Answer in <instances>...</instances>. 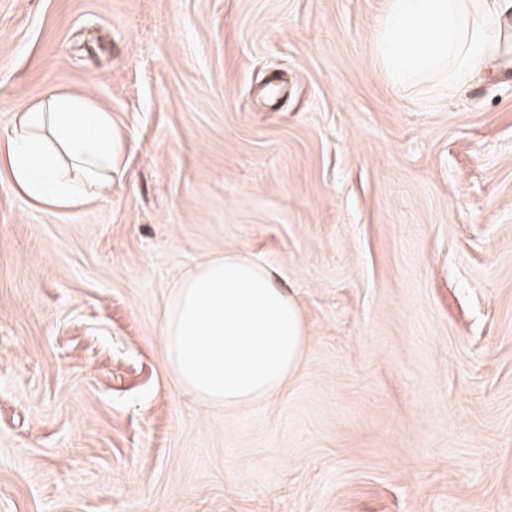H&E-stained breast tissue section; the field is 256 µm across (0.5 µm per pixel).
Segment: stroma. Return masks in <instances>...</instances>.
Returning a JSON list of instances; mask_svg holds the SVG:
<instances>
[{"label": "stroma", "mask_w": 512, "mask_h": 512, "mask_svg": "<svg viewBox=\"0 0 512 512\" xmlns=\"http://www.w3.org/2000/svg\"><path fill=\"white\" fill-rule=\"evenodd\" d=\"M386 0H0V138L112 115L77 207L0 179V512H512V69L394 86ZM236 252L302 362L248 409L166 361L177 282Z\"/></svg>", "instance_id": "obj_1"}]
</instances>
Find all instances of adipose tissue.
Returning <instances> with one entry per match:
<instances>
[{"mask_svg":"<svg viewBox=\"0 0 512 512\" xmlns=\"http://www.w3.org/2000/svg\"><path fill=\"white\" fill-rule=\"evenodd\" d=\"M512 0H388L378 50L403 87L438 78L469 84L498 65ZM0 143L10 182L30 198L67 208L112 183V115L88 96L58 93L16 113ZM161 336L177 382L209 406L246 407L277 396L302 360L306 329L270 268L235 253L208 258L172 288Z\"/></svg>","mask_w":512,"mask_h":512,"instance_id":"adipose-tissue-1","label":"adipose tissue"}]
</instances>
